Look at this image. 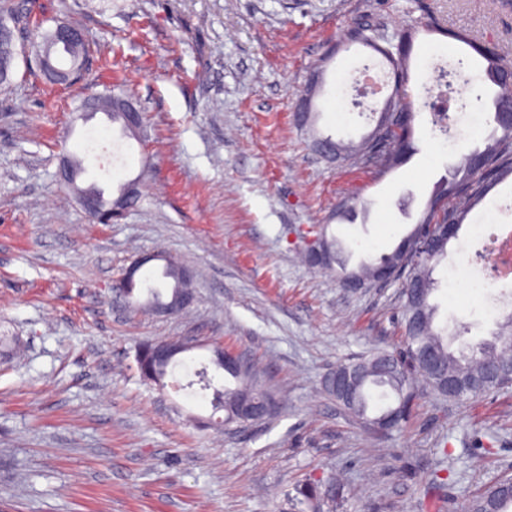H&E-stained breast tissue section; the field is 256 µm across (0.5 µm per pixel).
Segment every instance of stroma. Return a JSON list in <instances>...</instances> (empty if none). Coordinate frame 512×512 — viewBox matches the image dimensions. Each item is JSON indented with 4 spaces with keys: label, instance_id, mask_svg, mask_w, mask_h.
Listing matches in <instances>:
<instances>
[{
    "label": "stroma",
    "instance_id": "1",
    "mask_svg": "<svg viewBox=\"0 0 512 512\" xmlns=\"http://www.w3.org/2000/svg\"><path fill=\"white\" fill-rule=\"evenodd\" d=\"M33 17L82 30L88 63L68 84L18 58L0 85V336L20 353L0 361V512H462L512 477V386L476 402L420 385L410 418L389 433L352 418L322 388L337 363L395 348L401 281L347 291L298 258L299 226L327 224L350 267L392 252L415 227L433 185L480 144L472 121L488 107L452 102L448 128L418 118L420 151L382 173L331 164L294 117L313 70L319 128L360 140L393 93L382 56L343 46L352 24L386 34L435 15L512 58L503 0H28ZM470 50L422 37L409 92L428 102L433 65L480 81ZM371 70L382 94L353 107V80ZM120 84L145 115L146 146L104 114L76 117L82 98ZM86 157L85 183L106 197L144 175L138 204L116 224L90 223L57 178L63 156ZM357 194L365 221L334 218ZM512 225V179L497 185L448 243L433 276L438 325L467 348L493 339L512 303L497 289H449L451 265L486 267L472 239L489 216ZM140 256L162 286L165 259L190 267V312H141L110 288ZM193 343L174 371L192 380L211 349L249 356L281 403L269 421L199 426L211 394L143 384L147 340Z\"/></svg>",
    "mask_w": 512,
    "mask_h": 512
}]
</instances>
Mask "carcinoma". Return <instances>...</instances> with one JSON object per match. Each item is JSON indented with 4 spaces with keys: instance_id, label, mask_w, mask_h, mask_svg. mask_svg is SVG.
<instances>
[{
    "instance_id": "1",
    "label": "carcinoma",
    "mask_w": 512,
    "mask_h": 512,
    "mask_svg": "<svg viewBox=\"0 0 512 512\" xmlns=\"http://www.w3.org/2000/svg\"><path fill=\"white\" fill-rule=\"evenodd\" d=\"M3 12L0 26L10 20L13 27L12 33L0 35L1 85L10 82L13 73L11 62L25 52L28 44L36 57L47 59L49 65L41 67V70L53 80L58 79L61 72L75 75L83 69L89 52L85 39L58 47L56 28L44 29L38 25L36 29L29 30L30 14H20L13 4L3 6ZM422 31L439 33L467 45L473 52L475 62L484 64L485 80L494 89L489 118L492 131L484 139V146H477L461 155L453 166L451 180L444 179L435 185L418 224L391 253L363 261L353 269L347 268L342 261L320 266V269L336 275L341 288L352 287L355 279L365 285L373 282L380 267L406 275L399 321L402 347L394 351L377 350L368 356L337 364L339 368L363 371L352 399L340 400L331 389L324 388L328 396L362 422L402 407L400 417L389 427L391 431L398 429L411 413L418 393L417 377L437 393L441 392L442 379H456L460 383L456 399L461 401L478 399L512 384L491 377L493 370L507 369L512 363V314L500 324V331L494 339L477 344L467 354L462 352L457 355L451 350L447 329L436 325L438 305L432 302V296L438 290V281L433 277V272L437 263L447 255L448 242L442 239L444 222L451 218L456 225H462L467 214L484 200L493 187L512 177V129L498 124L496 120V113L512 110V90L505 89L501 82L502 73L512 67V62L460 31L429 24L407 27L400 29L394 40L383 46L381 42L385 36L380 28L356 24L346 30L344 41L368 46L389 63L394 74L395 92L387 106L401 111L403 122L398 128L384 132L374 143L368 135L355 143L336 140L321 132L317 127L319 113L313 108L303 112L300 121L311 132L312 146L327 141L336 147V152L344 160L372 161L383 171L405 164L418 151L415 139L417 112L408 93V84L415 42ZM128 100L129 96L124 92L106 91L85 103L82 112L105 113L127 138L140 143L144 131L129 127L125 121ZM311 232L321 237L330 251L340 252L336 236L328 233V225L315 224L311 226ZM164 277L172 280L165 293L158 288H149L146 298L141 301L135 296L136 283L132 282L125 284L123 296L127 302L151 310L167 303L176 289L192 287V281L184 277V267L175 261L166 262ZM154 347L153 341H146L139 347V372L145 382L159 387L169 374V368L176 365L177 359L172 357L166 362L158 360ZM423 347H430L439 355L440 365L437 369L428 368L420 360L419 351ZM211 362L216 370L223 371L224 379L219 384L214 378L205 376L202 379L203 389L212 391L213 410L224 412L225 422H232L233 404L242 394L247 393L256 400L268 396L251 365L242 364L230 369L222 365L215 355ZM372 387L383 389L381 397L389 400L386 406L371 409L369 389ZM511 508L512 492L507 490V483L503 481L485 487L470 500L466 512H509Z\"/></svg>"
}]
</instances>
